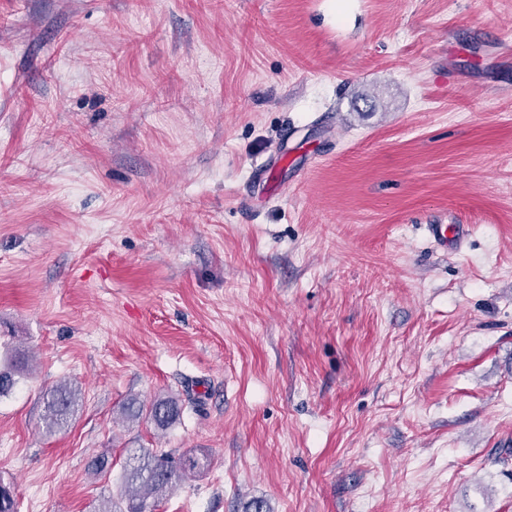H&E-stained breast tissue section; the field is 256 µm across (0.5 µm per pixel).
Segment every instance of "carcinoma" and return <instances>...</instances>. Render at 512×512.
I'll return each instance as SVG.
<instances>
[{
	"label": "carcinoma",
	"mask_w": 512,
	"mask_h": 512,
	"mask_svg": "<svg viewBox=\"0 0 512 512\" xmlns=\"http://www.w3.org/2000/svg\"><path fill=\"white\" fill-rule=\"evenodd\" d=\"M30 362L25 355L10 354L7 363L0 368V396L8 394L16 383L15 376L29 368ZM45 414L43 422L46 432L63 430L79 405L81 396L78 388L67 382H61L44 394ZM180 413L178 400L167 398L149 405L134 399L123 406V417L131 422L147 417L159 428H166ZM199 467L198 460L188 456L176 465L164 453L149 448H140L131 452L123 466L120 482V499L126 502L119 508L114 500L102 503L99 512H154L159 500L172 492L181 476Z\"/></svg>",
	"instance_id": "1"
}]
</instances>
